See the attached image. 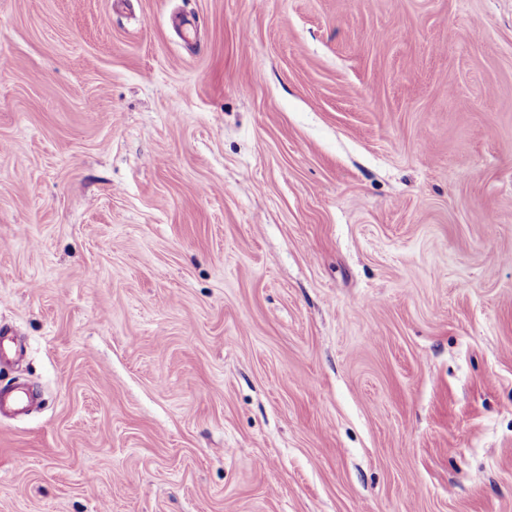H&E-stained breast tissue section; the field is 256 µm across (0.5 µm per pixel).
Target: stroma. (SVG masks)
<instances>
[{"instance_id": "1", "label": "stroma", "mask_w": 512, "mask_h": 512, "mask_svg": "<svg viewBox=\"0 0 512 512\" xmlns=\"http://www.w3.org/2000/svg\"><path fill=\"white\" fill-rule=\"evenodd\" d=\"M0 512H512V0H0Z\"/></svg>"}]
</instances>
